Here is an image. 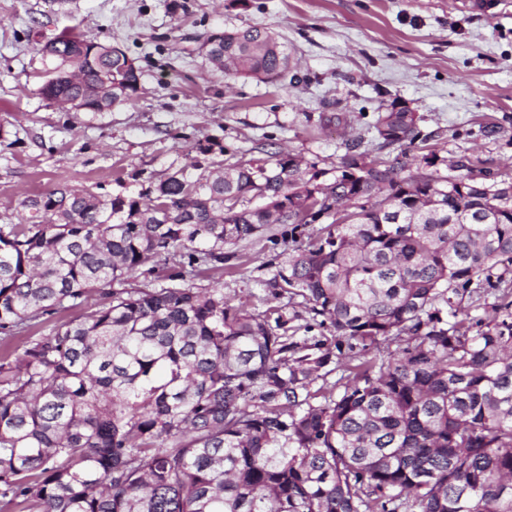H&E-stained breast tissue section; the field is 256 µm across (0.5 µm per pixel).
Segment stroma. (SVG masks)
I'll use <instances>...</instances> for the list:
<instances>
[{
  "label": "stroma",
  "mask_w": 512,
  "mask_h": 512,
  "mask_svg": "<svg viewBox=\"0 0 512 512\" xmlns=\"http://www.w3.org/2000/svg\"><path fill=\"white\" fill-rule=\"evenodd\" d=\"M0 0V224L60 185L138 193L187 164L197 145L225 165L285 150L334 177L344 142L375 144L378 112H418L417 154L465 159L474 176L512 178V0ZM256 25L292 55L287 79L236 78L198 47L208 33ZM78 27L140 68L134 102L98 115L39 93L55 63L44 44ZM342 115L340 128L326 119ZM202 283L259 311L280 310L298 337L332 340L302 297L271 285L268 234L230 246Z\"/></svg>",
  "instance_id": "stroma-1"
}]
</instances>
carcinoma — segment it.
Listing matches in <instances>:
<instances>
[{
    "instance_id": "obj_1",
    "label": "carcinoma",
    "mask_w": 512,
    "mask_h": 512,
    "mask_svg": "<svg viewBox=\"0 0 512 512\" xmlns=\"http://www.w3.org/2000/svg\"><path fill=\"white\" fill-rule=\"evenodd\" d=\"M226 74L278 80L274 32L203 42ZM48 102L118 84L85 112L137 96L125 51L63 31ZM416 112L384 111L375 150L345 144L330 183L297 156L177 169L136 196L58 187L0 224V335L101 302L0 357V512H512V181L441 175L413 153ZM262 200L252 204L254 197ZM314 234L305 228L331 209ZM310 200L308 217L288 215ZM501 218L485 223L488 212ZM274 226L273 287L338 341H297L283 315L196 283ZM156 282L135 279L142 267ZM493 316H462L464 295ZM407 346L309 390L341 340Z\"/></svg>"
}]
</instances>
